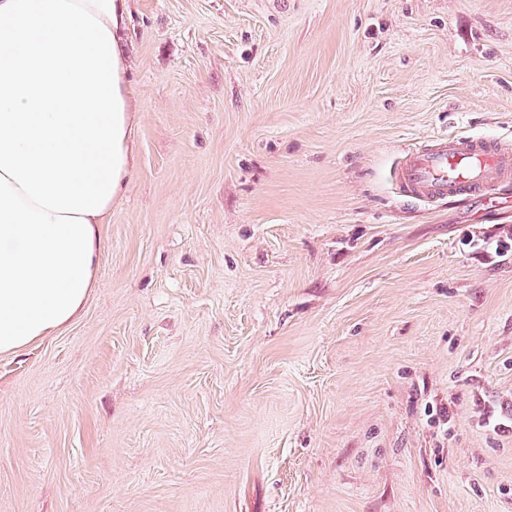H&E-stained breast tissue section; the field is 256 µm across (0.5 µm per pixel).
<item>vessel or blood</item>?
<instances>
[{"mask_svg":"<svg viewBox=\"0 0 512 512\" xmlns=\"http://www.w3.org/2000/svg\"><path fill=\"white\" fill-rule=\"evenodd\" d=\"M404 196L471 199L512 190V146L481 137L443 136L404 151L394 172Z\"/></svg>","mask_w":512,"mask_h":512,"instance_id":"obj_1","label":"vessel or blood"}]
</instances>
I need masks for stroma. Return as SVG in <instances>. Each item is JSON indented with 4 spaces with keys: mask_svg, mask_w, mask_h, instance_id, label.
I'll return each instance as SVG.
<instances>
[{
    "mask_svg": "<svg viewBox=\"0 0 512 512\" xmlns=\"http://www.w3.org/2000/svg\"><path fill=\"white\" fill-rule=\"evenodd\" d=\"M135 161L81 318L0 355V512H512V0H128ZM404 196L464 200L512 188V146L481 137L443 136L404 151L395 172Z\"/></svg>",
    "mask_w": 512,
    "mask_h": 512,
    "instance_id": "35a3bbf8",
    "label": "stroma"
}]
</instances>
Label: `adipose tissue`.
<instances>
[{"instance_id":"obj_1","label":"adipose tissue","mask_w":512,"mask_h":512,"mask_svg":"<svg viewBox=\"0 0 512 512\" xmlns=\"http://www.w3.org/2000/svg\"><path fill=\"white\" fill-rule=\"evenodd\" d=\"M127 0H0V354L81 314L134 164Z\"/></svg>"}]
</instances>
